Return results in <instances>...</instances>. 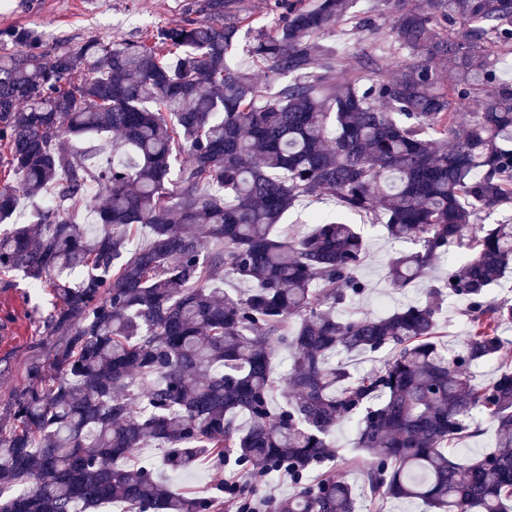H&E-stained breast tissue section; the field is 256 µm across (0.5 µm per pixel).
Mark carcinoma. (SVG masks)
<instances>
[{"mask_svg": "<svg viewBox=\"0 0 512 512\" xmlns=\"http://www.w3.org/2000/svg\"><path fill=\"white\" fill-rule=\"evenodd\" d=\"M230 2L197 0L148 40L70 49L0 31V275L49 289L62 337L0 407V512L235 508L222 488L188 496L128 467L148 441L172 472L203 456L288 472L298 489L268 512H358L362 499L374 512L389 500L512 512V355L499 336L512 302L490 297L512 268V222L479 219L512 203V83L497 80L512 0H385L390 70L363 54L341 82L344 57L321 38L354 0H275L281 16L250 47L272 94L231 62L242 25ZM50 195L58 205L38 204ZM323 201L415 245L388 262L397 291L448 243L469 254L390 315L342 317L368 288L354 225L315 214L306 234L276 229ZM228 278L248 289L228 294ZM444 295L468 305L455 350L438 340ZM276 347L291 357L278 404ZM380 351L356 376L336 361ZM490 361L505 370L476 383L471 367ZM480 416L492 450L450 457L482 434ZM342 419L357 427L355 456L336 448ZM338 462L361 484L335 479Z\"/></svg>", "mask_w": 512, "mask_h": 512, "instance_id": "carcinoma-1", "label": "carcinoma"}]
</instances>
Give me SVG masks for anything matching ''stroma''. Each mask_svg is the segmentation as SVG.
Returning <instances> with one entry per match:
<instances>
[{
  "instance_id": "1",
  "label": "stroma",
  "mask_w": 512,
  "mask_h": 512,
  "mask_svg": "<svg viewBox=\"0 0 512 512\" xmlns=\"http://www.w3.org/2000/svg\"><path fill=\"white\" fill-rule=\"evenodd\" d=\"M195 0H0V29L37 28L48 46L77 48L93 38L132 39L149 36L163 27L192 15ZM355 13H367L377 28L342 39L325 35L326 43L346 49V66L354 55H373L381 68H389L390 12L383 0H357ZM315 209L331 220H345L356 226L367 242L369 257L359 275L369 284L365 295L351 303L350 313H390L399 309L404 297L391 292L387 283L390 258L412 251L409 243L392 240L383 225L324 202ZM53 309L48 290L29 288L22 274L0 275V321L14 324L16 334L8 344H0V404L6 403L23 383L33 362H47L59 342L47 323Z\"/></svg>"
}]
</instances>
